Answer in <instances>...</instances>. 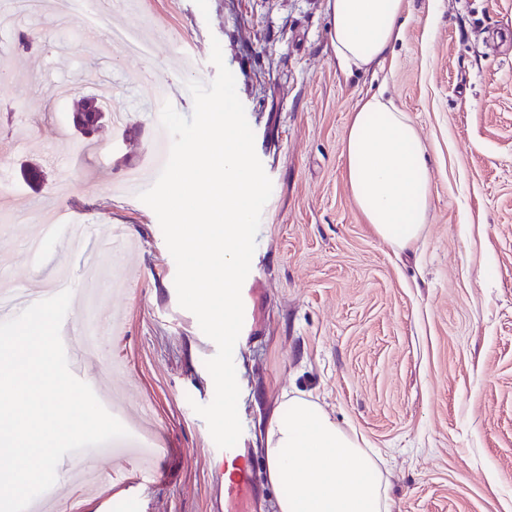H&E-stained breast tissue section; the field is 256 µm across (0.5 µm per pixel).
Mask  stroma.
<instances>
[{
    "label": "stroma",
    "instance_id": "stroma-1",
    "mask_svg": "<svg viewBox=\"0 0 512 512\" xmlns=\"http://www.w3.org/2000/svg\"><path fill=\"white\" fill-rule=\"evenodd\" d=\"M115 24L152 35L150 60L91 55L93 32L75 0L0 30V122L23 115L0 184L28 200V218H0V260L12 277L47 288L22 237L58 202L121 224L131 238L104 255L124 279L118 302L97 308L108 347L126 363L132 411L148 408L165 438L154 484L111 480L129 438L102 445L92 466L107 482L56 512H225L212 444L191 403L214 398L205 365L214 342L180 307L176 263L153 210L116 190L146 162L159 115L155 83L191 115L189 80L210 83L213 43L236 81L255 152L272 181L241 295L249 322L240 341L239 438L246 468L265 478L264 423L281 390L317 397L341 426L384 454L394 512H512V0H405V36L369 71L345 76L330 44L329 0H134ZM45 46L18 51L20 31ZM106 72L125 130L100 159L68 124L59 86L90 91ZM409 118L426 149L431 196L418 242L400 250L366 224L341 157L351 114L377 92ZM42 184L28 183V166Z\"/></svg>",
    "mask_w": 512,
    "mask_h": 512
}]
</instances>
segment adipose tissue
<instances>
[{
  "label": "adipose tissue",
  "instance_id": "1",
  "mask_svg": "<svg viewBox=\"0 0 512 512\" xmlns=\"http://www.w3.org/2000/svg\"><path fill=\"white\" fill-rule=\"evenodd\" d=\"M330 42L341 70L380 64L402 38L404 0H330ZM354 202L375 234L399 249L420 237L430 200L425 147L404 112L381 95L360 101L342 150ZM278 512H392L378 449L336 424L312 396L282 392L262 434Z\"/></svg>",
  "mask_w": 512,
  "mask_h": 512
}]
</instances>
